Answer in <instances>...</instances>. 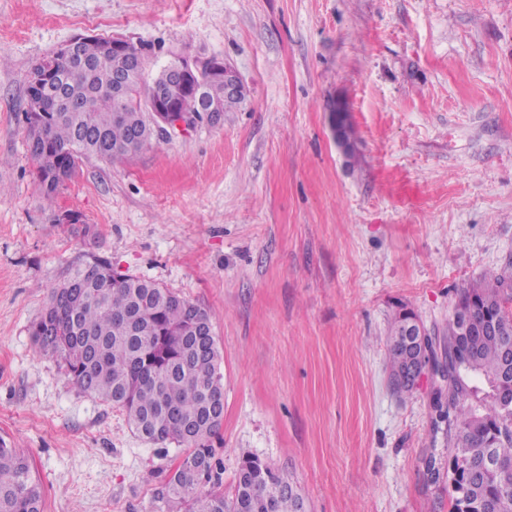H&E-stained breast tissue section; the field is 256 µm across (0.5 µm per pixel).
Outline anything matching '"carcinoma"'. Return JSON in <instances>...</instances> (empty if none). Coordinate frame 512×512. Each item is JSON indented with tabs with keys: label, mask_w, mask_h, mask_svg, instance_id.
<instances>
[{
	"label": "carcinoma",
	"mask_w": 512,
	"mask_h": 512,
	"mask_svg": "<svg viewBox=\"0 0 512 512\" xmlns=\"http://www.w3.org/2000/svg\"><path fill=\"white\" fill-rule=\"evenodd\" d=\"M124 69L120 56L103 48V38L84 41L77 56L53 53L37 62L27 90L51 74L41 112H24L30 156L41 191L51 196L71 180L88 157L115 160L159 141L153 113L142 99L170 89L167 65L147 71L122 94L112 93ZM209 97L231 112L247 97L207 73L199 77ZM411 312L396 317L390 331L388 366L394 393L415 386L400 380L407 368L401 344ZM512 261L463 288L453 318L433 337L431 355L448 382L433 400L435 424L448 437L449 512H512V411L500 403L502 386H512ZM38 352L58 360L83 392L123 411L141 439L177 443L189 451L176 467L159 501L167 512H300L302 498L291 478L257 455H242L235 492L221 490L222 467L209 439L222 425L221 352L209 313L167 288L122 275L112 261L91 256L62 284L50 289L47 307L31 326ZM486 377L490 401L467 405L461 372ZM0 512H44V493L24 448L0 439Z\"/></svg>",
	"instance_id": "1"
}]
</instances>
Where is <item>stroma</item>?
I'll return each instance as SVG.
<instances>
[{"mask_svg":"<svg viewBox=\"0 0 512 512\" xmlns=\"http://www.w3.org/2000/svg\"><path fill=\"white\" fill-rule=\"evenodd\" d=\"M78 34L130 41L151 73L223 58L248 97L45 196L26 79ZM94 254L209 312L225 496L250 452L307 512H448L426 467L448 454L442 381L396 395L389 335L404 309L444 330L459 290L512 256V0H0V439L29 449L44 512H163L185 447L137 437L30 334Z\"/></svg>","mask_w":512,"mask_h":512,"instance_id":"stroma-1","label":"stroma"}]
</instances>
